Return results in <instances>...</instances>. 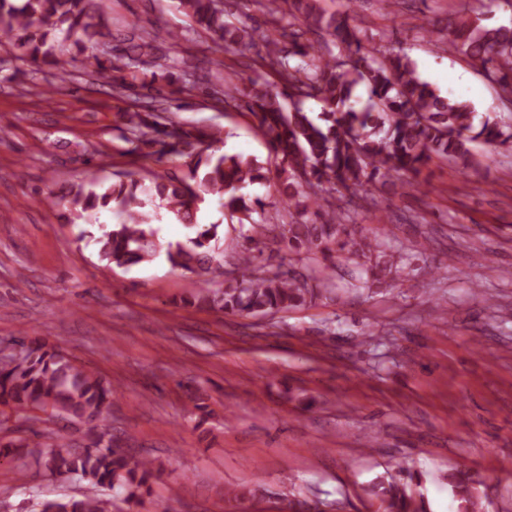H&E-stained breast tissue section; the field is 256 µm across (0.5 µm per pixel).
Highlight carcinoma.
<instances>
[{
  "mask_svg": "<svg viewBox=\"0 0 512 512\" xmlns=\"http://www.w3.org/2000/svg\"><path fill=\"white\" fill-rule=\"evenodd\" d=\"M274 16L275 32L244 22L230 23L222 0H178V9L202 31L227 49L265 47L262 66L275 80H251L241 88L224 81V104L244 102L264 136L268 157L278 165L280 200L296 210L290 224H270L265 201L244 189L267 179L268 168L255 156L239 153L205 154L223 139L222 130L187 126L159 113L127 110L121 118L135 144L132 152L147 151L171 165L149 182L135 173L117 174L110 181L93 179L57 195L72 223H89L100 211L115 212L120 222L97 238L99 256L110 265L128 267L152 260L156 254L153 224L157 209L189 230L184 242L168 244L170 264L210 283L222 264L217 259L224 225L199 224L197 213L209 198L224 215L250 225L241 236L248 243L238 254L237 275L218 288H202L189 304L232 315H267L307 305L331 294L334 276L306 275L293 261L265 272L255 265L254 247L270 232L288 243L298 260L318 263L342 257L357 269L344 292L381 288L403 270L401 257L387 251L382 239L356 235L346 224L349 211L367 201V187L387 195L415 187L413 176L434 160L468 161L472 144L489 150L512 147V127L485 119L464 100L444 96L421 79L415 62L402 50L381 52L373 39L354 24L352 8L328 13L320 0H283ZM100 0H0V44L7 42L15 59L51 64L59 40L83 53L87 45L112 44L103 23ZM424 32L448 42V51L479 65L502 91L512 94V26L488 27L478 15L456 13L448 31ZM322 35L314 43L306 35ZM180 39L178 32L160 28L147 36H132L121 50L122 65L94 57L95 73L112 81V71L125 89L140 88L151 99L160 85L182 82L186 71L167 54L155 53V42ZM307 100L322 104L320 122L305 112ZM21 350L0 351V406L21 412L50 410L84 426L89 443L73 447L57 438L46 452L28 439L0 442V457L38 455L54 477L78 478L94 488L121 492L125 499L150 494L153 461L136 459L105 440L112 389L96 373L75 364L62 352L39 341L20 340ZM448 483L466 503L465 512H479L472 495V476L448 475ZM377 512H419L406 487L391 482L376 493ZM112 501L83 494L41 503L40 512H111Z\"/></svg>",
  "mask_w": 512,
  "mask_h": 512,
  "instance_id": "obj_1",
  "label": "carcinoma"
}]
</instances>
